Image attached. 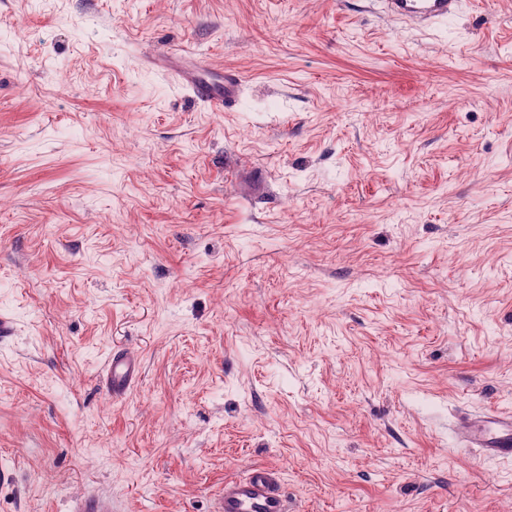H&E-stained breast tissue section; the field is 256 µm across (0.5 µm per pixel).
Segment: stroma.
<instances>
[{"instance_id":"obj_1","label":"stroma","mask_w":512,"mask_h":512,"mask_svg":"<svg viewBox=\"0 0 512 512\" xmlns=\"http://www.w3.org/2000/svg\"><path fill=\"white\" fill-rule=\"evenodd\" d=\"M245 79L218 112L146 59ZM0 512H512V0H0ZM115 347L142 375L113 399ZM389 17L421 29H431L454 17L462 0H378ZM455 433L465 448H475L480 457L512 461V414L494 409L457 416ZM290 511L278 471L266 467H255L242 478L225 480L213 508V512ZM68 512H112V501L109 498L88 493L72 500Z\"/></svg>"}]
</instances>
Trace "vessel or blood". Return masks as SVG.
Returning <instances> with one entry per match:
<instances>
[{
    "instance_id": "b4317fda",
    "label": "vessel or blood",
    "mask_w": 512,
    "mask_h": 512,
    "mask_svg": "<svg viewBox=\"0 0 512 512\" xmlns=\"http://www.w3.org/2000/svg\"><path fill=\"white\" fill-rule=\"evenodd\" d=\"M389 17L421 29H430L454 17L462 0H379ZM156 71L173 76L194 98L217 109L233 106L243 89L241 76L234 71H212L205 60L187 54L161 53L148 60ZM139 355L112 349L102 373V388L112 397H125L139 381ZM455 433L461 445L476 449L480 457L512 461V414L494 409L479 414L458 415ZM68 512H112L109 498L88 493L72 500ZM213 512H290L281 490L278 471L252 468L244 477L225 481Z\"/></svg>"
}]
</instances>
